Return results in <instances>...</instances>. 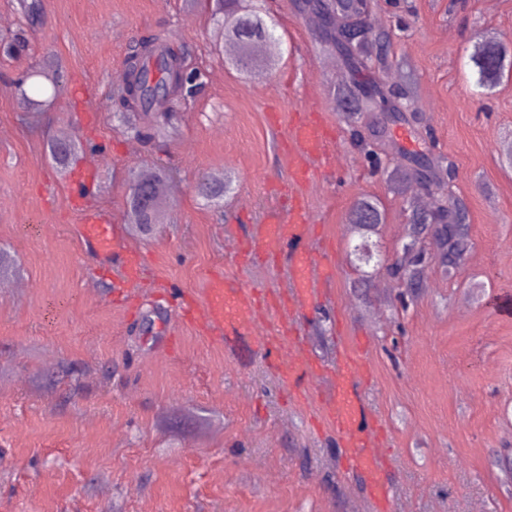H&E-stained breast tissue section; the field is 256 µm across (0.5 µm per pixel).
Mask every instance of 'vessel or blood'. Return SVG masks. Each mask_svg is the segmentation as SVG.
Returning a JSON list of instances; mask_svg holds the SVG:
<instances>
[{
    "label": "vessel or blood",
    "instance_id": "b4317fda",
    "mask_svg": "<svg viewBox=\"0 0 512 512\" xmlns=\"http://www.w3.org/2000/svg\"><path fill=\"white\" fill-rule=\"evenodd\" d=\"M291 149L288 171L293 184H310L319 173L335 168L320 126L296 123L289 130ZM82 242L102 254L117 258L121 274L116 282L120 288L137 287L140 281L142 256L134 249H120L112 232L110 220L103 214L87 211L78 229ZM311 236V220L299 206L271 211L263 224L257 225L246 239L247 248L255 254H277L283 243H304ZM320 269L323 282H333L335 268L326 257L311 252L300 253L283 290V302L277 310L274 333L257 336L259 307L250 288L235 281L208 280L203 304L185 308L190 321L218 340L235 343L243 337H254L258 350L276 354L282 359L281 376L291 382L315 373L316 367L302 348H289L287 336L294 330L289 312L294 302L313 295L316 285L311 279L313 269ZM369 362L364 350L355 348L343 353L330 377L334 391L322 403L326 421L333 427L346 450L350 470L360 473L369 496L378 502L388 501L389 484L380 449L377 425L367 422L358 386L368 374Z\"/></svg>",
    "mask_w": 512,
    "mask_h": 512
}]
</instances>
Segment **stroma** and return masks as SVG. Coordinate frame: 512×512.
Returning <instances> with one entry per match:
<instances>
[{"label": "stroma", "instance_id": "stroma-1", "mask_svg": "<svg viewBox=\"0 0 512 512\" xmlns=\"http://www.w3.org/2000/svg\"><path fill=\"white\" fill-rule=\"evenodd\" d=\"M266 8L283 57L259 80L225 65L208 0H42L35 25L19 0H0V252L11 263L0 277L13 282L0 288V512H512V317L495 308L512 295V169L500 162L512 78L482 92L469 62L478 37L512 40V0H376L370 16L418 78V123L392 128L400 170L434 138L469 212L463 266L431 267L409 298L397 285L381 293L383 272L360 285L351 264L344 226L357 199L380 200L390 261L408 213L336 110L342 65L321 48V20L297 0ZM160 32L203 89L178 103L172 137L147 145L107 107L131 46ZM53 62L63 93L47 112H23L17 74ZM303 119L326 126L336 169L300 189L285 156ZM63 129L102 152L57 167L50 145ZM87 161L96 192L80 200L69 184ZM146 169L177 187L147 234L125 220ZM205 174L233 178L220 205L198 193ZM299 198L316 227L307 246L329 250L336 275L296 312L294 334L320 369L291 385L264 352L198 332L173 296L200 303L208 279H235L257 287L272 327L294 250L259 260L237 246ZM88 209L141 252L140 287H113L111 256L84 246ZM348 347L370 359L361 394L385 431L384 505L320 413Z\"/></svg>", "mask_w": 512, "mask_h": 512}]
</instances>
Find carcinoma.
I'll return each mask as SVG.
<instances>
[{
  "label": "carcinoma",
  "instance_id": "carcinoma-1",
  "mask_svg": "<svg viewBox=\"0 0 512 512\" xmlns=\"http://www.w3.org/2000/svg\"><path fill=\"white\" fill-rule=\"evenodd\" d=\"M213 13L224 25V62L242 75L274 72L282 58L281 41L274 34L273 25L267 23L256 7L247 0H211ZM375 0H302L301 13H315L322 20L321 43L336 51L349 73V81L340 94L339 111L353 128L356 141L365 155L375 154L359 130L365 119L364 104L379 107V121L402 118L411 110V86H392L381 78L360 79L365 70L384 71L394 64L392 35L387 29L375 30L368 18ZM184 54L175 52L164 35L155 34L140 40L127 55L125 66L130 87L121 91L115 103V114L124 118L130 112L139 114V122L130 127L133 135L152 145L160 136L162 127L172 123L175 105L181 98L191 96L199 88L194 68L182 69ZM472 73L478 87L491 91L512 76V41L498 37H484L477 42L469 56ZM159 72L158 79H149L151 68ZM44 84L36 85L26 95L29 105L37 109L44 104L42 96L50 89L53 95L64 91L59 70L42 71ZM421 190L441 195L439 205L431 212L408 206L411 234L428 239L434 252H405L403 257L386 267V272L411 292L422 287L425 274L436 264L445 271L458 268L469 247V224L466 207L458 196L448 195L450 170L444 168L430 150L415 160ZM153 186L155 206L149 211L128 202V217L134 224L148 228L159 223L165 208L162 177L150 182ZM227 182L205 180L202 195L209 201L222 199ZM357 236L375 248L370 238L378 235L384 223V212L378 200L359 199L348 215Z\"/></svg>",
  "mask_w": 512,
  "mask_h": 512
}]
</instances>
